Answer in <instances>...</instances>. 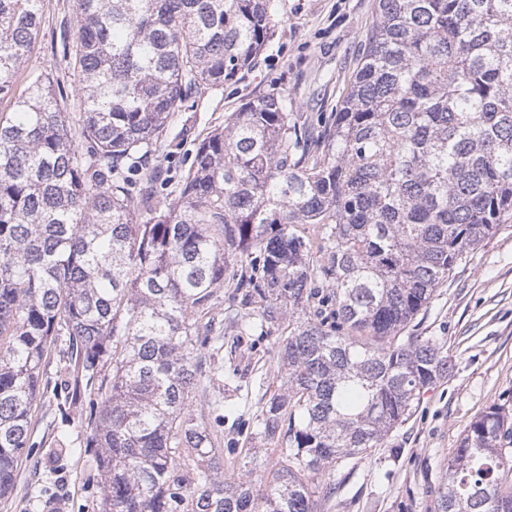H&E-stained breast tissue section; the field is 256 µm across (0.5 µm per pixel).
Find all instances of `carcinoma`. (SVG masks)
<instances>
[{
    "instance_id": "carcinoma-1",
    "label": "carcinoma",
    "mask_w": 512,
    "mask_h": 512,
    "mask_svg": "<svg viewBox=\"0 0 512 512\" xmlns=\"http://www.w3.org/2000/svg\"><path fill=\"white\" fill-rule=\"evenodd\" d=\"M80 140L51 82L17 77L43 0H0V496L31 440L51 344L68 407L94 414L103 512H318L316 481L407 421L452 372L400 333L458 261L512 224V0H377L330 123L288 96L245 102L196 148L177 202L158 172L188 94L249 67L273 0H76ZM280 336L286 373L259 414L271 477L224 480L192 409L224 376L217 289ZM189 454L192 474L177 476ZM435 512H512V410L460 440Z\"/></svg>"
}]
</instances>
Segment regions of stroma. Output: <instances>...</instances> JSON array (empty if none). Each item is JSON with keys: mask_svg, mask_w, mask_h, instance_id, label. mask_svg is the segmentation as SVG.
<instances>
[{"mask_svg": "<svg viewBox=\"0 0 512 512\" xmlns=\"http://www.w3.org/2000/svg\"><path fill=\"white\" fill-rule=\"evenodd\" d=\"M39 36L26 73L50 77L62 95L73 132L81 130L79 70L64 52L78 42L75 0H43ZM273 35L254 64L219 86L202 88L169 122L166 148L155 158L174 196L197 144L223 127L247 100L286 93L291 109L312 123L330 121L347 93L375 20L376 0H274ZM407 333L444 345L453 365L448 379L426 391L412 416L382 447L333 468L341 489L319 502L320 512H434L443 472L464 431L492 405L512 408V224L467 254L437 288ZM224 389L198 399L194 410L224 435V477L265 478L278 452L257 430L262 405L277 391L284 370L273 336L224 338ZM49 381L32 410L33 449L17 467L0 512H102L100 474L88 410L58 408V372L51 349ZM67 454H60L61 446ZM250 449L251 458L241 456Z\"/></svg>", "mask_w": 512, "mask_h": 512, "instance_id": "1", "label": "stroma"}]
</instances>
